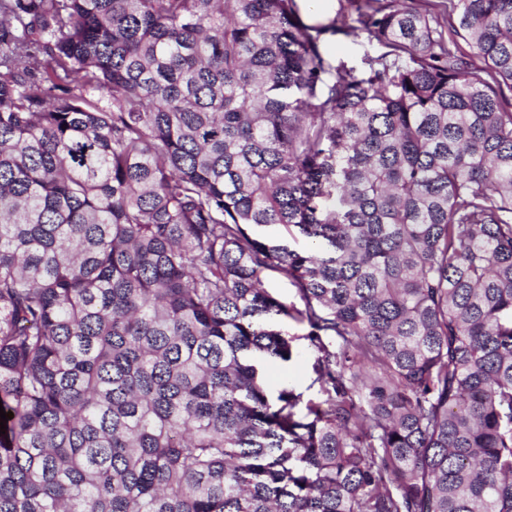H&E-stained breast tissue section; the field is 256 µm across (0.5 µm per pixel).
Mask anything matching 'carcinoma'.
<instances>
[{
	"instance_id": "cac0c4a2",
	"label": "carcinoma",
	"mask_w": 512,
	"mask_h": 512,
	"mask_svg": "<svg viewBox=\"0 0 512 512\" xmlns=\"http://www.w3.org/2000/svg\"><path fill=\"white\" fill-rule=\"evenodd\" d=\"M359 23L0 0V512H512V0ZM320 48L332 65L344 64L355 75L361 71L365 55L376 56L384 51L375 41L370 42L365 33L353 38L330 31L321 36ZM265 286L269 291L286 303L294 302L297 307H301V302L296 294L295 288L287 279L275 274H267L265 278ZM283 327L290 337H294L296 355L288 363L267 364L264 368L266 378L275 389L288 386L296 392H302L304 401L316 400L320 394L317 384L310 387L313 380L311 365L314 352L305 336L307 329L304 324L291 319H283Z\"/></svg>"
}]
</instances>
